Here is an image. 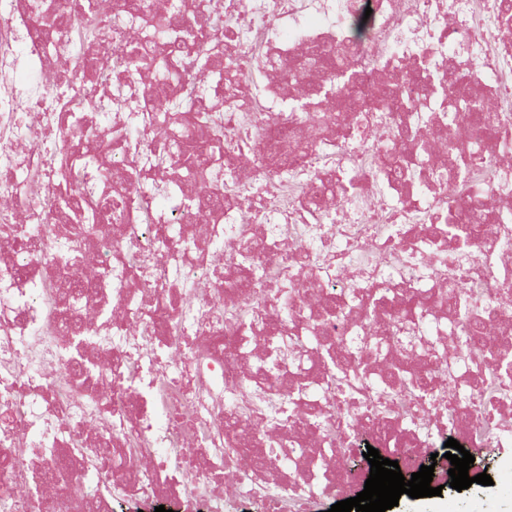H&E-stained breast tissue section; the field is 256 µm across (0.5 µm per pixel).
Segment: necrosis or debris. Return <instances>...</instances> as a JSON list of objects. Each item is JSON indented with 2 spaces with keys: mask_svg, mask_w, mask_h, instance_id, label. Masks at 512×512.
Instances as JSON below:
<instances>
[{
  "mask_svg": "<svg viewBox=\"0 0 512 512\" xmlns=\"http://www.w3.org/2000/svg\"><path fill=\"white\" fill-rule=\"evenodd\" d=\"M46 2L0 0V512H319L358 444L413 464L447 430L500 448L511 500L512 373L478 385L512 362V38L490 0H149L194 18L192 51L152 34L163 71L122 65L129 0H105L90 45ZM202 47L238 59L209 119L254 165L199 188L148 162L174 97L192 156L213 151ZM305 48L326 59L316 100L293 87ZM451 68L469 79L411 93ZM488 94L497 122L463 124L453 100ZM120 126L137 140L86 151ZM422 150L453 164L389 175ZM63 193L121 212L78 244Z\"/></svg>",
  "mask_w": 512,
  "mask_h": 512,
  "instance_id": "4bbe7bcc",
  "label": "necrosis or debris"
}]
</instances>
